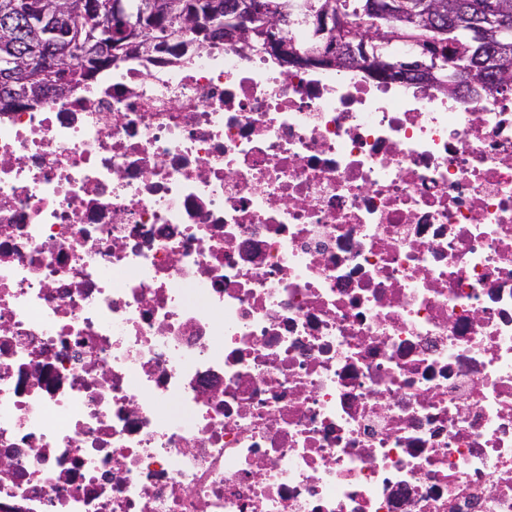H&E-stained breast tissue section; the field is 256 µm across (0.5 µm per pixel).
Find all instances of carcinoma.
<instances>
[{
    "mask_svg": "<svg viewBox=\"0 0 512 512\" xmlns=\"http://www.w3.org/2000/svg\"><path fill=\"white\" fill-rule=\"evenodd\" d=\"M50 9L44 19L35 20L26 9L15 11L7 0H0V62L11 61L16 68L47 67V58L58 65L53 81L40 89L29 82L0 78V112H12L18 107L32 108L50 91L64 97L76 86L93 78L94 74L117 63L114 46L125 39L127 28L140 21L146 0H121L123 8L112 6L115 0H97L100 10L95 15L81 8L82 0H46ZM237 0H188L195 11L191 36L171 47L148 54L126 57V60L158 62L165 56L181 57L202 44L211 48L224 44V6ZM371 0H288L294 6L288 18V29L301 27L306 36L296 39L303 55L324 50V36L308 24L312 15L333 7L352 15L360 25L369 26L372 17L366 6ZM408 6L417 13V22L399 28L415 38L450 40L456 44L457 64L474 73L478 81L465 83V90L495 89L512 92V76L492 80L496 46H512V5L504 0H459V6L436 27L423 17L424 0H410Z\"/></svg>",
    "mask_w": 512,
    "mask_h": 512,
    "instance_id": "cac0c4a2",
    "label": "carcinoma"
}]
</instances>
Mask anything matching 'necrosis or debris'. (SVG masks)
Here are the masks:
<instances>
[{"label":"necrosis or debris","mask_w":512,"mask_h":512,"mask_svg":"<svg viewBox=\"0 0 512 512\" xmlns=\"http://www.w3.org/2000/svg\"><path fill=\"white\" fill-rule=\"evenodd\" d=\"M7 512H512V95L203 48L0 112Z\"/></svg>","instance_id":"1"}]
</instances>
